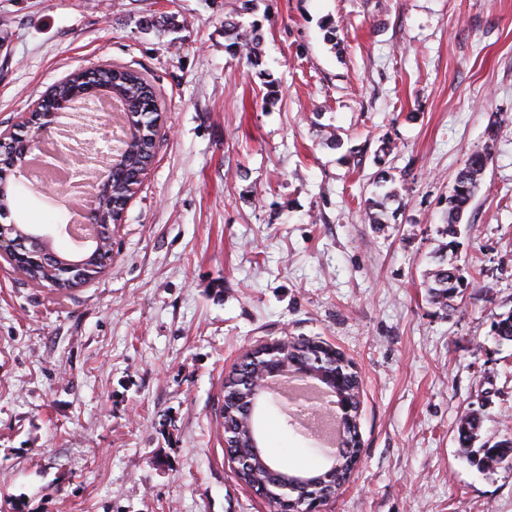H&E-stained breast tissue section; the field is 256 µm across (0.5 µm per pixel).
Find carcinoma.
Masks as SVG:
<instances>
[{
    "label": "carcinoma",
    "mask_w": 512,
    "mask_h": 512,
    "mask_svg": "<svg viewBox=\"0 0 512 512\" xmlns=\"http://www.w3.org/2000/svg\"><path fill=\"white\" fill-rule=\"evenodd\" d=\"M224 35L231 39V46L239 49L241 56L251 66L259 63L261 37L256 25L244 26L228 21ZM103 86L106 95L119 102L125 112L132 114L135 129L130 131L124 143L121 167L112 175V185L99 200L103 223L119 220L122 207L137 192L141 174L152 159L157 136V123L162 103L149 78L142 72L112 64L99 65L90 70L73 72L57 81L46 97L30 111L28 122L38 126L40 113L69 99L74 91L85 86ZM488 157L476 152L469 156L464 167L457 173L452 190L448 194L446 223L448 231L456 234V225L462 223L465 212L483 183ZM456 243L453 241L440 247L433 256V268L425 274V288L429 297L437 304L448 306V301L468 287L457 264ZM25 277L32 284H45L60 294H66L78 286L60 274L58 268L45 266L28 256L25 260ZM495 335L502 342H512V311L499 315L493 324ZM280 357L294 360L315 369L333 370L342 367L343 355L330 354L320 342L288 340L280 341ZM267 355L263 349L254 348L243 355L224 381V404L221 411L222 426L229 443L231 457L237 463L236 475L245 485L263 492L268 502L281 496L288 497L297 508L306 506L309 496L320 493L326 498L338 494L345 482L352 460L361 454L357 430L348 424L338 423L336 448L338 457L330 465L318 471L290 473L272 465L270 458L260 447L254 424L248 421V405L253 401L254 381L266 369ZM481 414L473 410L461 418L458 425L460 447L467 451L470 462L483 470L494 463L512 462V439L505 438L492 446L481 445L474 452V438L479 436Z\"/></svg>",
    "instance_id": "cac0c4a2"
}]
</instances>
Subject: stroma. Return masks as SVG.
<instances>
[{
  "label": "stroma",
  "mask_w": 512,
  "mask_h": 512,
  "mask_svg": "<svg viewBox=\"0 0 512 512\" xmlns=\"http://www.w3.org/2000/svg\"><path fill=\"white\" fill-rule=\"evenodd\" d=\"M0 0V129L68 73L114 63L165 103L112 259L58 294L0 259V512H272L224 450L223 385L261 344L320 341L361 382L360 462L321 512H512V465L469 462L457 426L512 438V0ZM167 17L164 31L148 27ZM475 151L451 307L424 275L443 200ZM401 208L368 215L380 170ZM13 217L69 242L14 188ZM282 405L279 463L322 468ZM224 35L233 40L230 43L231 47H237L249 65H258L261 37L256 25L246 27L239 22L227 21L224 25Z\"/></svg>",
  "instance_id": "obj_1"
}]
</instances>
